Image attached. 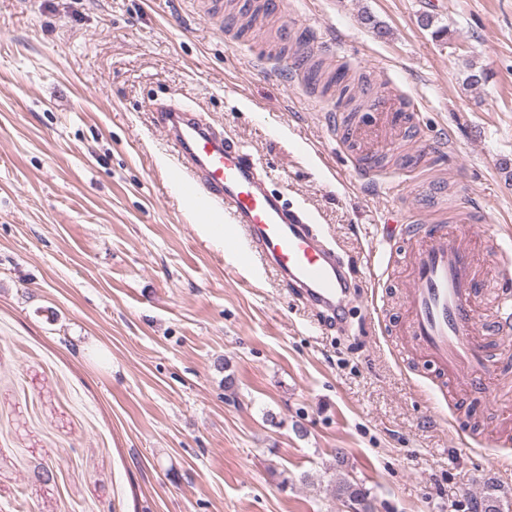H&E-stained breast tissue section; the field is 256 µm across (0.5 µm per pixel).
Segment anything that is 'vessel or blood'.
<instances>
[{
	"mask_svg": "<svg viewBox=\"0 0 512 512\" xmlns=\"http://www.w3.org/2000/svg\"><path fill=\"white\" fill-rule=\"evenodd\" d=\"M365 112L362 118L337 119L335 130L355 163L370 169L382 143L397 142L414 130L418 114L389 86L367 99ZM157 123L178 155L182 197L211 224L214 235L230 247L237 235H244L250 255L297 288L311 309L343 318L354 282L310 217L288 208L258 174L250 155L199 113L164 105ZM436 159V149L423 145L401 169L418 181ZM397 218L399 239L410 256L401 335L458 383L492 378L493 361L477 341L486 330L478 303L483 248L469 231L470 225L484 223L483 209L459 207L436 219H420L402 209ZM494 314L499 334H512V278L502 277Z\"/></svg>",
	"mask_w": 512,
	"mask_h": 512,
	"instance_id": "1",
	"label": "vessel or blood"
}]
</instances>
